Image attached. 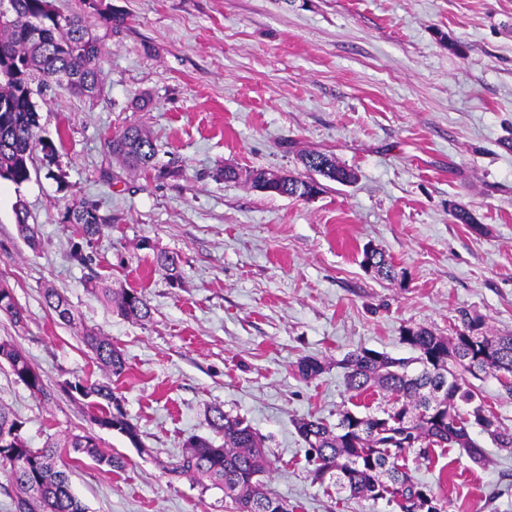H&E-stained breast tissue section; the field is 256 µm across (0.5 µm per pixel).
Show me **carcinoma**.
I'll return each mask as SVG.
<instances>
[{
	"label": "carcinoma",
	"instance_id": "cac0c4a2",
	"mask_svg": "<svg viewBox=\"0 0 512 512\" xmlns=\"http://www.w3.org/2000/svg\"><path fill=\"white\" fill-rule=\"evenodd\" d=\"M123 24V18L108 9L95 13H64L52 0H13L11 11L0 14V179L21 185L30 179L31 144L38 126L34 86L56 84L76 97H90L101 89L105 38ZM104 33H97V29ZM112 155L129 169L146 174L156 168L158 148L137 124L127 126L112 139ZM305 168L339 183L351 181V171L336 165L325 153L302 158ZM276 195L305 198L310 181L285 177ZM62 220L79 228L83 243L71 257L88 267L93 247L105 227L97 208L79 200L68 206ZM364 262L378 276L392 279L394 266L379 251L364 252ZM94 292L115 305L117 312L134 321L150 317L151 308L137 291L112 296L109 288ZM47 307L61 320L74 321L71 305L61 293H44ZM0 313L18 323L21 312L9 289L0 287ZM97 363L108 376L120 377L127 369L125 358L109 338L96 333L83 335ZM402 341L414 356L393 358L368 349L350 353L344 360L348 390L362 395L378 388L391 397L383 415H359L348 409L330 424L311 417L297 422L299 435L308 446L313 462L312 481H332L351 499L398 500L401 512H447L445 505L425 484L417 481L400 464L404 452L437 446L461 448L472 460H483L482 451L471 437L476 425L500 448L512 449V428L503 426L475 391L471 379L492 374L512 378V335L492 336L478 317L461 315V329L447 337L426 327H407ZM6 362L17 382L35 397L47 396L41 374L13 343L0 341V362ZM299 375L312 379L323 370L316 358L298 362ZM73 396L90 401L97 409L92 420L141 446L136 425L122 410L121 398L111 383L76 378L67 383ZM210 430L222 438L217 445L206 436H192L171 473L184 477L202 490L224 492L229 512H288V504L267 487L264 477L269 460L263 439L243 419L218 407L207 418ZM23 422L7 407L0 406V467L17 488L16 512H88L72 492L67 465L58 463L62 453L86 455L112 470L125 461L105 456L91 434H72L63 445L48 439L42 447L29 446L22 434Z\"/></svg>",
	"mask_w": 512,
	"mask_h": 512
}]
</instances>
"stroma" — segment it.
Masks as SVG:
<instances>
[{"instance_id":"obj_1","label":"stroma","mask_w":512,"mask_h":512,"mask_svg":"<svg viewBox=\"0 0 512 512\" xmlns=\"http://www.w3.org/2000/svg\"><path fill=\"white\" fill-rule=\"evenodd\" d=\"M102 3L125 23L105 40L100 93L43 88L31 177L0 180V279L23 315L0 314V341L27 354L48 392L31 395L0 363V405L31 446L89 432L125 459L116 472L86 456L73 464L88 512H226L222 491L167 471L187 437L208 434L214 406L264 437L268 484L290 512H400L312 482L294 423L387 407L381 393L347 390L343 360L358 348L410 356L406 327L447 336L466 312L512 333V0ZM133 123L154 135L171 177L113 159L110 141ZM309 152L332 155L353 181L299 199L247 179L305 177ZM224 167L238 180L218 178ZM75 196L108 220L89 268L72 260L80 236L62 221ZM455 205L472 223L453 220ZM19 208L34 241L18 230ZM368 246L394 279L363 267ZM160 252L179 256L178 281ZM92 276L141 292L150 319L113 313L90 293ZM48 288L68 298L74 324L46 306ZM85 329L126 359L114 386L141 447L94 425L88 402L62 389L107 379ZM305 357L324 365L310 380L297 372ZM471 436L483 463L434 447L408 452L405 466L449 512H512V452Z\"/></svg>"}]
</instances>
